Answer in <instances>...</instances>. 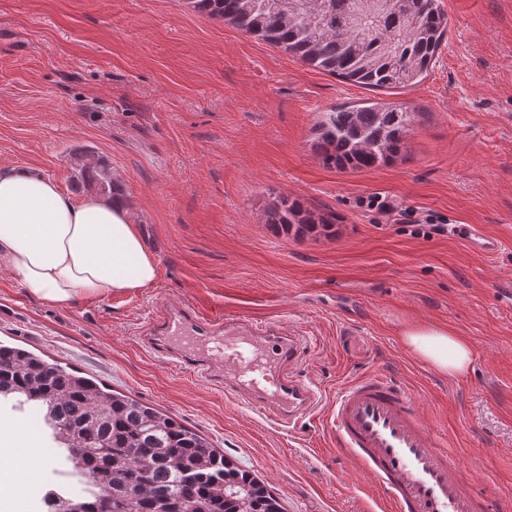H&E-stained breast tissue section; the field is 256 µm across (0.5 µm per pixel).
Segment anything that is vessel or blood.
I'll list each match as a JSON object with an SVG mask.
<instances>
[{"mask_svg":"<svg viewBox=\"0 0 512 512\" xmlns=\"http://www.w3.org/2000/svg\"><path fill=\"white\" fill-rule=\"evenodd\" d=\"M144 339L167 364L279 425L295 426L318 403L297 375L302 337L286 334L273 318L184 303L160 308ZM330 418L337 449L373 477L388 512H488L487 499L434 439L406 387L376 371L354 378L337 394Z\"/></svg>","mask_w":512,"mask_h":512,"instance_id":"vessel-or-blood-1","label":"vessel or blood"}]
</instances>
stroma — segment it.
<instances>
[{"label":"stroma","mask_w":512,"mask_h":512,"mask_svg":"<svg viewBox=\"0 0 512 512\" xmlns=\"http://www.w3.org/2000/svg\"><path fill=\"white\" fill-rule=\"evenodd\" d=\"M440 2L448 34L429 74L375 89L189 0H0V165L38 167L78 197L91 193L82 164L107 165L158 267L150 287L68 307L0 268V342L154 405L259 474L284 512L371 508L376 485L327 419L344 383L379 371L418 396L478 491L512 496V0ZM378 101L416 111L400 155L326 164L329 112ZM283 197L332 227L267 223ZM165 302L271 315L306 337L315 411L280 428L159 361L143 332ZM412 324L466 339L468 372L418 359L401 336Z\"/></svg>","instance_id":"35a3bbf8"}]
</instances>
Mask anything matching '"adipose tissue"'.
Returning <instances> with one entry per match:
<instances>
[{
	"label": "adipose tissue",
	"instance_id": "ef3b65f1",
	"mask_svg": "<svg viewBox=\"0 0 512 512\" xmlns=\"http://www.w3.org/2000/svg\"><path fill=\"white\" fill-rule=\"evenodd\" d=\"M0 266L56 306L147 288L157 278L155 258L121 205L73 197L37 167L19 164L0 165ZM402 336L448 376L472 363L470 344L448 328L414 326Z\"/></svg>",
	"mask_w": 512,
	"mask_h": 512
}]
</instances>
